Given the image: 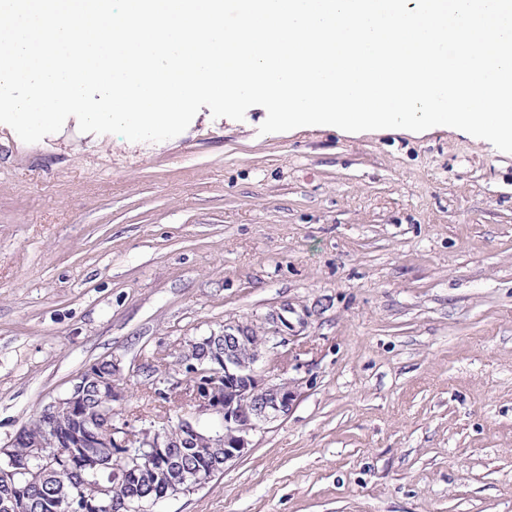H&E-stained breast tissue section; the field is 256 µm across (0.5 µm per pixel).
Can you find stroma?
Returning <instances> with one entry per match:
<instances>
[{"mask_svg":"<svg viewBox=\"0 0 512 512\" xmlns=\"http://www.w3.org/2000/svg\"><path fill=\"white\" fill-rule=\"evenodd\" d=\"M265 118L204 106L158 143L0 124V448L111 358L115 424L178 423L175 353L280 314L261 366L293 408L150 512H512V153Z\"/></svg>","mask_w":512,"mask_h":512,"instance_id":"35a3bbf8","label":"stroma"}]
</instances>
